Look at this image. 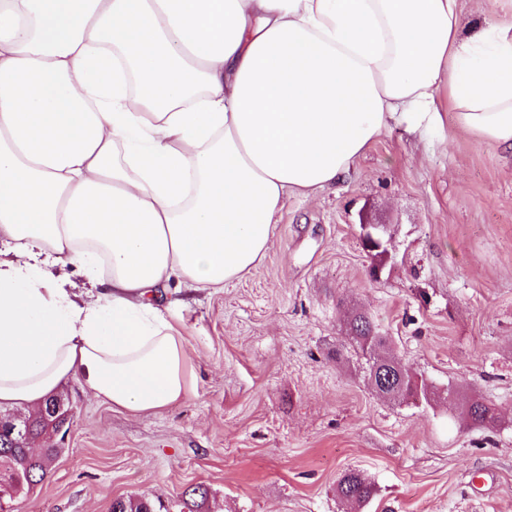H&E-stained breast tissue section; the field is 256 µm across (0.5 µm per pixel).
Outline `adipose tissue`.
I'll return each instance as SVG.
<instances>
[{
    "label": "adipose tissue",
    "instance_id": "1",
    "mask_svg": "<svg viewBox=\"0 0 512 512\" xmlns=\"http://www.w3.org/2000/svg\"><path fill=\"white\" fill-rule=\"evenodd\" d=\"M446 110L512 152V25L459 0H0V407L180 402L172 288L242 279L288 195Z\"/></svg>",
    "mask_w": 512,
    "mask_h": 512
}]
</instances>
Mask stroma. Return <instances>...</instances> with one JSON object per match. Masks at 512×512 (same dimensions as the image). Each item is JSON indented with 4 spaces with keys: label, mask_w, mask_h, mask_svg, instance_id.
Masks as SVG:
<instances>
[{
    "label": "stroma",
    "mask_w": 512,
    "mask_h": 512,
    "mask_svg": "<svg viewBox=\"0 0 512 512\" xmlns=\"http://www.w3.org/2000/svg\"><path fill=\"white\" fill-rule=\"evenodd\" d=\"M387 227L380 278L360 222ZM190 391L134 417L81 378L64 450L13 512H110L144 495L209 512H353L345 470L375 495L360 512H512V153L459 127L395 126L341 182L291 196L265 259L219 293L178 292ZM365 313L431 399L388 400L346 339ZM496 409L463 425L466 402ZM462 417L467 424L477 428H487L497 422L492 405L481 398L469 400L462 412ZM337 493L348 503L361 507L372 499L375 490L359 470L348 469L338 480Z\"/></svg>",
    "instance_id": "1"
}]
</instances>
